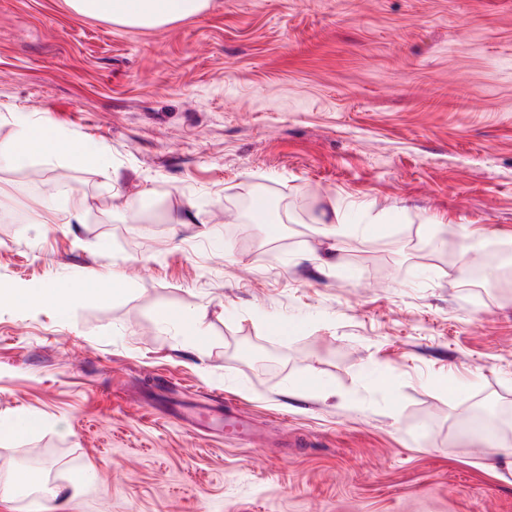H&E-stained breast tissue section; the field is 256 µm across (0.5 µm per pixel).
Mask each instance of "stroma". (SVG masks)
<instances>
[{
    "label": "stroma",
    "mask_w": 512,
    "mask_h": 512,
    "mask_svg": "<svg viewBox=\"0 0 512 512\" xmlns=\"http://www.w3.org/2000/svg\"><path fill=\"white\" fill-rule=\"evenodd\" d=\"M45 119L110 153L0 160V289L125 290L64 322L0 296V422H42L0 439V484L43 467L65 512H512V432L464 424L512 410V281L464 287L431 247L512 267V0H209L156 28L0 0V151ZM186 399L257 445L159 411Z\"/></svg>",
    "instance_id": "1"
}]
</instances>
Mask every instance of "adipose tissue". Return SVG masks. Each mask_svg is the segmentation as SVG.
Returning a JSON list of instances; mask_svg holds the SVG:
<instances>
[{
  "instance_id": "obj_1",
  "label": "adipose tissue",
  "mask_w": 512,
  "mask_h": 512,
  "mask_svg": "<svg viewBox=\"0 0 512 512\" xmlns=\"http://www.w3.org/2000/svg\"><path fill=\"white\" fill-rule=\"evenodd\" d=\"M75 15L108 20L135 27H159L184 16L205 10L208 0H67ZM18 147L20 151H42L52 154L58 149L70 152L79 162L106 160L108 149L105 145L86 141L72 143L69 138L51 130L49 124H30L21 130ZM91 284L83 280L73 283H51L37 288H12L8 294L21 307L36 302L55 311L59 319L69 316L73 297L91 291Z\"/></svg>"
}]
</instances>
